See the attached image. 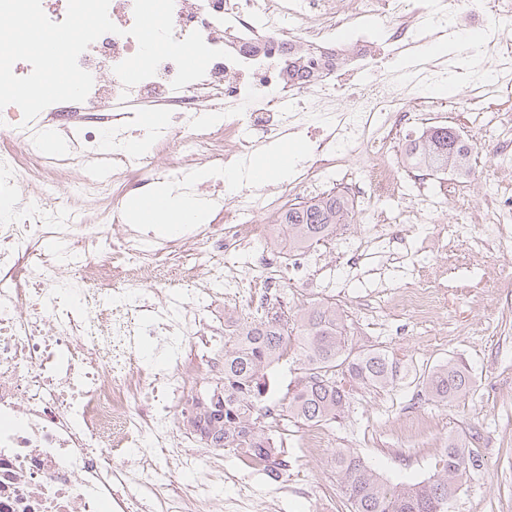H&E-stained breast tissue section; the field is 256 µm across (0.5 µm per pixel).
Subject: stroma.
Returning a JSON list of instances; mask_svg holds the SVG:
<instances>
[{
  "label": "stroma",
  "instance_id": "obj_1",
  "mask_svg": "<svg viewBox=\"0 0 512 512\" xmlns=\"http://www.w3.org/2000/svg\"><path fill=\"white\" fill-rule=\"evenodd\" d=\"M471 165L464 178L470 201L492 187L512 195V173L495 167L480 148H473ZM80 179L73 170L53 181L51 204L61 212L80 211L89 224L112 200L125 204L133 196L128 187L108 184L97 197H80ZM407 231L405 247L383 255L368 251L361 276L349 272L340 246L330 239L310 247L317 265L284 279L289 308L336 303L354 349L387 350L405 370L393 386L356 390L345 417L324 425L319 436L300 423L281 427L288 462L282 481L241 453L198 444L197 454L223 483L225 497L247 490L249 512H317L328 500L332 512H348L330 467L335 451L357 453L390 483H415L441 472L449 437L464 432L473 434L483 465L464 479L451 512H512V308L506 289L490 279L499 264L512 266V257L476 255L469 241L441 246L419 224ZM419 277L432 282L438 297L423 318L400 302L402 289ZM451 358L467 365L473 390L450 405L421 403L423 372Z\"/></svg>",
  "mask_w": 512,
  "mask_h": 512
}]
</instances>
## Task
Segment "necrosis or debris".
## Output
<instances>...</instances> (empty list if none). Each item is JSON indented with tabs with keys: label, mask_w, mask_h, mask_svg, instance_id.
<instances>
[{
	"label": "necrosis or debris",
	"mask_w": 512,
	"mask_h": 512,
	"mask_svg": "<svg viewBox=\"0 0 512 512\" xmlns=\"http://www.w3.org/2000/svg\"><path fill=\"white\" fill-rule=\"evenodd\" d=\"M504 2L433 0L427 12L416 0H174L175 39L197 31L229 53L176 90L170 61L124 88L114 68L138 50L128 34L134 0H110L116 32L79 57L94 79L85 110L105 111L129 95L177 106L182 128L201 112H221L223 138L181 139L182 152L215 170L245 172L255 152L292 133L315 134L316 146L289 187L242 183L233 197L209 199L219 223L186 225L164 239L128 228L106 253L99 245L108 225L125 224L127 214L115 205L92 225L74 212L55 214L46 187L65 166L81 165L83 152H100L112 159L113 180L130 173L143 188L173 176L185 190L194 187L192 168L130 158L105 124L86 128L82 153L60 159L43 152L53 132L48 122L0 137V512H215L207 464L173 418L202 373L222 370L209 358L224 347L223 325L205 320L214 295L249 310L279 287L282 260L269 242L282 230L289 191L317 197L336 186L350 198L364 226L360 239L343 241L352 265L369 243L403 240V225L446 213L431 172L404 173L394 137L447 106L427 85L429 76L447 78L448 66L424 46L447 38L452 22L464 31L511 21ZM301 43L311 53V74L291 81L286 71ZM348 45L361 63L343 68ZM416 47L414 64L396 67L397 57ZM482 55L489 76L469 86L464 109L479 128L494 129L483 148L507 170L512 111L490 110L486 98L512 96V40L493 39ZM17 143L25 153L14 151ZM399 196L410 208L387 218L384 202ZM476 217L484 226L476 248L511 253L512 196L489 193L477 210L456 209L437 234L456 239ZM47 239L61 243L70 265L99 266L100 276L59 280ZM168 267L178 275L173 293L164 289ZM203 267L209 277L201 286Z\"/></svg>",
	"instance_id": "necrosis-or-debris-1"
}]
</instances>
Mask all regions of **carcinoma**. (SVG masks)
<instances>
[{"label": "carcinoma", "mask_w": 512, "mask_h": 512, "mask_svg": "<svg viewBox=\"0 0 512 512\" xmlns=\"http://www.w3.org/2000/svg\"><path fill=\"white\" fill-rule=\"evenodd\" d=\"M403 152L411 165L471 173V150L452 126L427 128L406 140ZM351 221L349 202L341 194L291 207L281 216L295 250L332 238L337 225ZM293 345L299 351L300 377L282 411L306 425L336 421L349 410L356 389L385 388L400 375L399 361L387 351H353L346 319L333 303L289 312L284 320L268 311L235 321L224 341L222 384L204 397L207 409L190 410L187 424L207 446L241 450L271 478L279 477L287 460L279 458L280 446L261 422L270 414L267 381ZM422 385L425 402L450 405L472 391L473 379L464 363L450 360L428 371ZM330 467L351 512H449L454 484L480 470L482 459L467 440L453 436L448 438L443 474L413 484L384 481L351 452H336Z\"/></svg>", "instance_id": "cac0c4a2"}]
</instances>
